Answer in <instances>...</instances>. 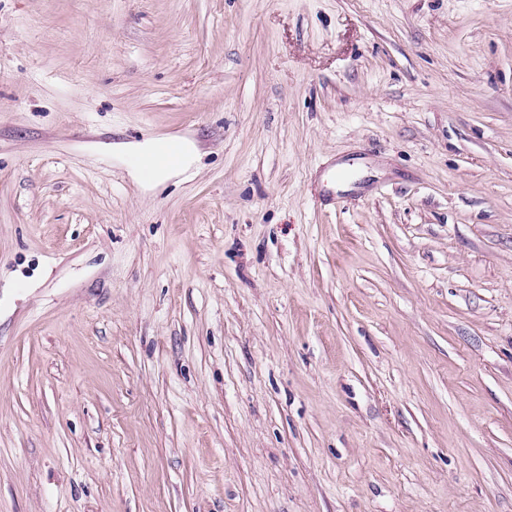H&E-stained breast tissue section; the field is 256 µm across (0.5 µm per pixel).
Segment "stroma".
Masks as SVG:
<instances>
[{
    "instance_id": "obj_1",
    "label": "stroma",
    "mask_w": 512,
    "mask_h": 512,
    "mask_svg": "<svg viewBox=\"0 0 512 512\" xmlns=\"http://www.w3.org/2000/svg\"><path fill=\"white\" fill-rule=\"evenodd\" d=\"M0 512H512V0H0ZM168 139L178 140L182 144V153L179 161L171 166H164L156 169L150 178H146L141 169L135 167L134 172L138 179L147 184L169 179L178 170L188 169L196 163L198 152L193 143L180 138H167L163 140H148L144 143H137L126 148L131 155H151L161 151L163 144Z\"/></svg>"
}]
</instances>
